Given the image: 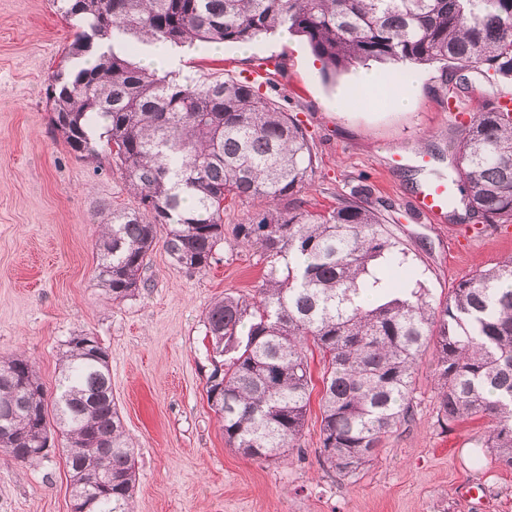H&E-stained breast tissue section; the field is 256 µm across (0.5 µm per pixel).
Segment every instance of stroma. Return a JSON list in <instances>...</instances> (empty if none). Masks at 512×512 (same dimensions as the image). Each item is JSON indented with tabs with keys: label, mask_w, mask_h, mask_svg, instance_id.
Returning <instances> with one entry per match:
<instances>
[{
	"label": "stroma",
	"mask_w": 512,
	"mask_h": 512,
	"mask_svg": "<svg viewBox=\"0 0 512 512\" xmlns=\"http://www.w3.org/2000/svg\"><path fill=\"white\" fill-rule=\"evenodd\" d=\"M73 39L54 0H0V360L25 354L52 399L66 340L94 333L109 354L114 401L134 444L135 512H512V469L476 445L484 421L438 424L428 353L418 362L413 421L355 476L318 461L316 354L301 448L264 461L226 445L206 397L212 347L204 318L226 293L256 296L264 263L228 235L217 263L188 271L159 242L146 287L119 303L105 298L95 279L102 211L138 200L109 156L77 157L52 130L47 88ZM266 60L282 69L261 93L297 115L312 140L314 169L302 196L313 209L369 186L414 282L435 302L475 269L512 256V224L479 223L462 205L436 223L412 206L429 178H456L465 126L512 84H489L473 68L463 73L465 92L453 97L435 68L420 67L406 74L414 94L405 105L357 107L346 100L357 69L324 81L307 41L285 31L218 55L208 46L182 48L179 73L249 78ZM71 495L57 450L33 463L0 453V512H70Z\"/></svg>",
	"instance_id": "35a3bbf8"
}]
</instances>
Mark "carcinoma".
Masks as SVG:
<instances>
[{"label": "carcinoma", "instance_id": "cac0c4a2", "mask_svg": "<svg viewBox=\"0 0 512 512\" xmlns=\"http://www.w3.org/2000/svg\"><path fill=\"white\" fill-rule=\"evenodd\" d=\"M57 8L75 34L49 91L52 128L78 157L108 149L139 199L101 224L95 272L108 299L145 286L160 233L179 267L202 272L224 241V203H268L233 229L265 263L258 298L226 293L205 315L207 400L225 442L265 460L301 448L312 345L324 363L321 463L352 476L412 421L416 365L430 348L439 425L488 419L478 444L512 468V258L460 280L436 304L423 288H385L361 302L379 284L371 268L399 250L369 190L309 209L300 193L313 155L297 118L245 79L179 82L135 61L138 43L243 44L286 30L305 38L326 77L374 61L435 67L444 79L475 67L490 83H512V0H57ZM455 154L472 217L512 224V108L482 102ZM87 341L83 332L67 340L52 405L28 358L0 361V445L34 462L28 448L48 444L56 428L74 489L89 491L88 512H134V451L109 355ZM95 476L110 481L94 486Z\"/></svg>", "mask_w": 512, "mask_h": 512}]
</instances>
